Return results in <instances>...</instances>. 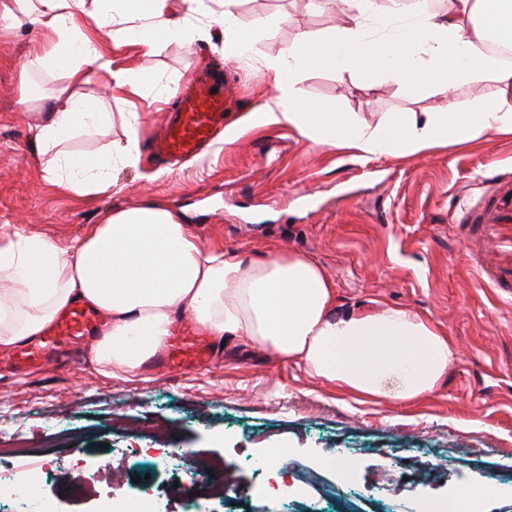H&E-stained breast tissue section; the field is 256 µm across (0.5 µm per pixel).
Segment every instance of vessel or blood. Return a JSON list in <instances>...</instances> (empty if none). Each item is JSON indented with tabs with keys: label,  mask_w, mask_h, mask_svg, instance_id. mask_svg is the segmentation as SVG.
Returning a JSON list of instances; mask_svg holds the SVG:
<instances>
[{
	"label": "vessel or blood",
	"mask_w": 512,
	"mask_h": 512,
	"mask_svg": "<svg viewBox=\"0 0 512 512\" xmlns=\"http://www.w3.org/2000/svg\"><path fill=\"white\" fill-rule=\"evenodd\" d=\"M229 86L220 76L194 81L177 109L169 114L162 133L151 144L162 159L182 160L200 154L226 127L225 102ZM480 205L464 211L460 235L469 240L481 283L512 296V171H491ZM98 321L85 307L67 310L44 330L36 344L21 347L13 365L24 370L52 362L58 345L70 338L91 336ZM213 354L208 338L189 324L173 330L163 363L185 369L208 361Z\"/></svg>",
	"instance_id": "obj_1"
}]
</instances>
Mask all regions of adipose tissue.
Listing matches in <instances>:
<instances>
[{"mask_svg": "<svg viewBox=\"0 0 512 512\" xmlns=\"http://www.w3.org/2000/svg\"><path fill=\"white\" fill-rule=\"evenodd\" d=\"M239 0H96L93 16L85 0H0V27L37 22L49 32L46 47L20 71L21 101L41 111L36 139L47 162V182L76 197L108 195L116 166L138 167V113L125 118L123 139L107 150L82 154L68 142L91 135L112 119L100 100L80 93L95 75L108 88L155 87L175 96L149 65L113 69L102 39L135 44L151 56L158 42L190 36L188 19L211 18L224 34V48L240 58L250 40L238 28ZM348 26L329 37L297 33L283 53L266 64L275 95L255 113L260 127L296 129L314 146L355 151L360 157L397 160L436 147L512 133V66L482 51L490 31L512 39V0H448L444 11L412 8L406 0H339ZM387 17L390 32L371 22ZM64 73L56 94L35 92L34 71ZM331 70L354 76L363 88L379 78L405 90H431L443 101L439 112H384L372 121L308 99L303 76ZM489 81L491 98L453 100L458 85ZM82 304L105 323L90 361L116 374L134 375L158 354L179 317H190L221 345L260 348L288 358L310 374L358 398L407 403L433 393L455 359L447 336L431 322L402 308L342 311L322 267L311 257L278 251L248 261L219 245H203L183 218L149 199L105 211L77 245L39 233L0 231V351L38 336L56 316Z\"/></svg>", "mask_w": 512, "mask_h": 512, "instance_id": "1", "label": "adipose tissue"}]
</instances>
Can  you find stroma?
Wrapping results in <instances>:
<instances>
[{
    "mask_svg": "<svg viewBox=\"0 0 512 512\" xmlns=\"http://www.w3.org/2000/svg\"><path fill=\"white\" fill-rule=\"evenodd\" d=\"M306 0H240L237 21L249 55L227 58L224 36L208 18L190 23L187 42L159 44L150 60L162 82L184 88L195 70L223 71L233 98L230 127L211 150L179 167L143 155L139 168L114 173L111 196L75 198L43 177L35 138L38 115L21 102L19 69L41 43L39 24L0 30V226L76 244L113 206L161 200L183 215L202 242L253 260L276 250L313 257L332 282L339 309L405 308L447 334L457 359L439 388L406 404L364 400L338 390L267 351L228 344L203 367L171 373L159 360L136 376H105L70 345L57 366L19 376L0 367V437L65 432L52 448L42 492L60 512H104L106 500L130 502L168 480L150 457L117 477L106 459L122 447L187 448L194 461L220 459L241 495L239 512H423L458 489L485 479L471 512H512V303L482 286L458 238L463 205L478 206L487 160L512 169V134L434 149L403 160L360 162L314 147L297 131L259 128L252 115L274 94L265 69L297 31L320 35L336 12ZM290 15L288 25L271 18ZM92 77L84 93L100 98L112 124L76 135L71 150L91 152L123 136V115L140 116L142 145L163 130L177 100L153 102L135 86L109 95ZM308 98L368 120L379 112H437L432 92L411 94L387 79L361 90L332 71L305 75ZM288 451V485L314 487L270 497L251 458ZM344 449L350 474L326 468Z\"/></svg>",
    "mask_w": 512,
    "mask_h": 512,
    "instance_id": "obj_1",
    "label": "stroma"
}]
</instances>
